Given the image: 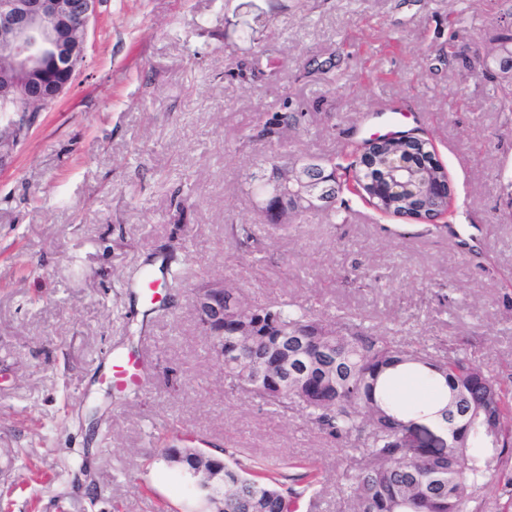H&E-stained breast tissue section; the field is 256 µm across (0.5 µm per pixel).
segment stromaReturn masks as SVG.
<instances>
[{"instance_id": "1", "label": "stroma", "mask_w": 512, "mask_h": 512, "mask_svg": "<svg viewBox=\"0 0 512 512\" xmlns=\"http://www.w3.org/2000/svg\"><path fill=\"white\" fill-rule=\"evenodd\" d=\"M511 31L512 0H101L71 87L0 112L22 127L0 170V512H208L159 458L162 431L246 464L311 460L318 508L297 512H350L337 486L360 454L225 378L187 288L200 278L512 373V113L482 73ZM262 112L303 120L249 142ZM397 132L432 141L447 225L346 190L285 226L255 207L261 156L343 163ZM232 224L251 226L247 249ZM150 260L177 278L147 296ZM132 353L141 382L118 388Z\"/></svg>"}]
</instances>
